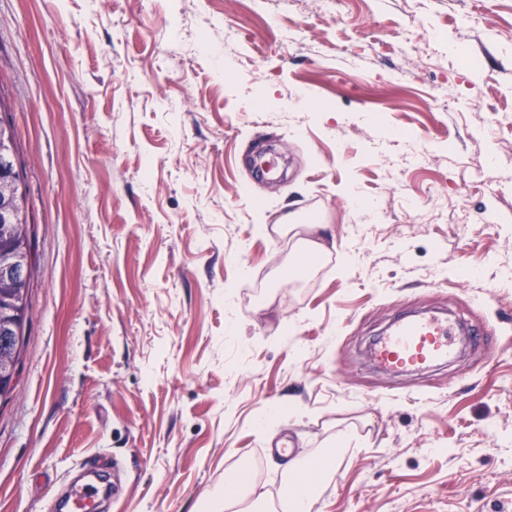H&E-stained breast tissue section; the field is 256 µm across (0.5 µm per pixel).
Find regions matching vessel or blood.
Returning <instances> with one entry per match:
<instances>
[{
  "instance_id": "1",
  "label": "vessel or blood",
  "mask_w": 512,
  "mask_h": 512,
  "mask_svg": "<svg viewBox=\"0 0 512 512\" xmlns=\"http://www.w3.org/2000/svg\"><path fill=\"white\" fill-rule=\"evenodd\" d=\"M459 327L448 317L418 315L393 322L370 349L372 362L392 374H406L447 362L457 351ZM98 489L75 484L67 497V512H89Z\"/></svg>"
}]
</instances>
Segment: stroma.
Masks as SVG:
<instances>
[{
    "mask_svg": "<svg viewBox=\"0 0 512 512\" xmlns=\"http://www.w3.org/2000/svg\"><path fill=\"white\" fill-rule=\"evenodd\" d=\"M0 91L36 236L0 512L104 460L109 512H210L342 436L313 512H512V0H0ZM413 311L497 349L378 369Z\"/></svg>",
    "mask_w": 512,
    "mask_h": 512,
    "instance_id": "35a3bbf8",
    "label": "stroma"
}]
</instances>
